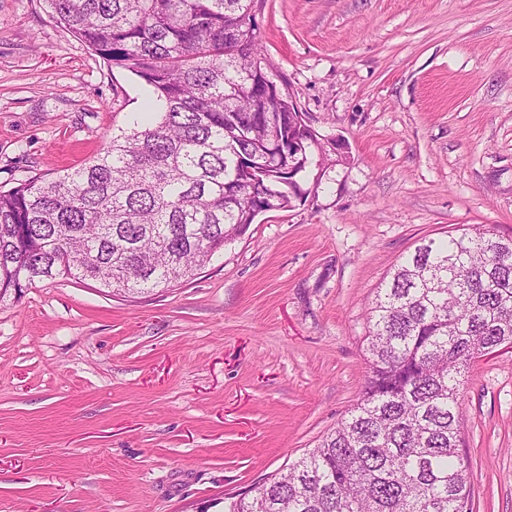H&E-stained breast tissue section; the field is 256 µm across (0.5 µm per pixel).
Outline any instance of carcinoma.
Masks as SVG:
<instances>
[{"label": "carcinoma", "mask_w": 512, "mask_h": 512, "mask_svg": "<svg viewBox=\"0 0 512 512\" xmlns=\"http://www.w3.org/2000/svg\"><path fill=\"white\" fill-rule=\"evenodd\" d=\"M52 18L150 87L160 111L80 168L0 191V301L66 276L111 292L193 278L313 164L268 157L288 93L261 46L264 0H48ZM349 417L225 512H473L462 372L512 346V239L422 240L368 312Z\"/></svg>", "instance_id": "cac0c4a2"}]
</instances>
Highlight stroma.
<instances>
[{
  "mask_svg": "<svg viewBox=\"0 0 512 512\" xmlns=\"http://www.w3.org/2000/svg\"><path fill=\"white\" fill-rule=\"evenodd\" d=\"M259 23L348 163L172 288L0 303V512H224L357 403L368 306L421 239L512 237V0H265ZM151 97L45 0H0L1 191L81 167ZM464 391L474 512H512V348Z\"/></svg>",
  "mask_w": 512,
  "mask_h": 512,
  "instance_id": "1",
  "label": "stroma"
}]
</instances>
